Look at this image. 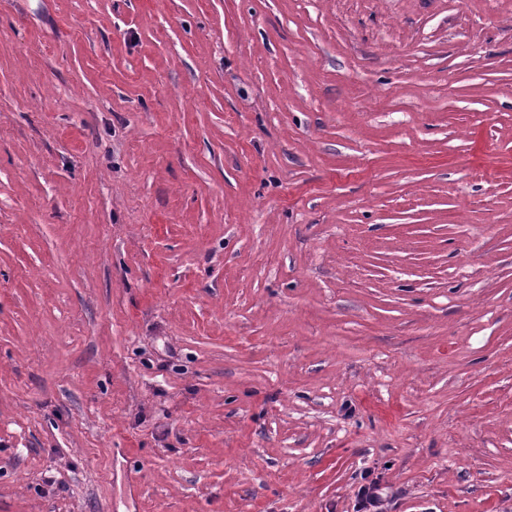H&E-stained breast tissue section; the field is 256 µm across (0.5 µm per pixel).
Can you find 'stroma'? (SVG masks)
Wrapping results in <instances>:
<instances>
[{"instance_id": "obj_1", "label": "stroma", "mask_w": 512, "mask_h": 512, "mask_svg": "<svg viewBox=\"0 0 512 512\" xmlns=\"http://www.w3.org/2000/svg\"><path fill=\"white\" fill-rule=\"evenodd\" d=\"M512 512V0H0V512ZM365 483L358 487L355 495L356 512H383L381 485L378 478H364Z\"/></svg>"}]
</instances>
